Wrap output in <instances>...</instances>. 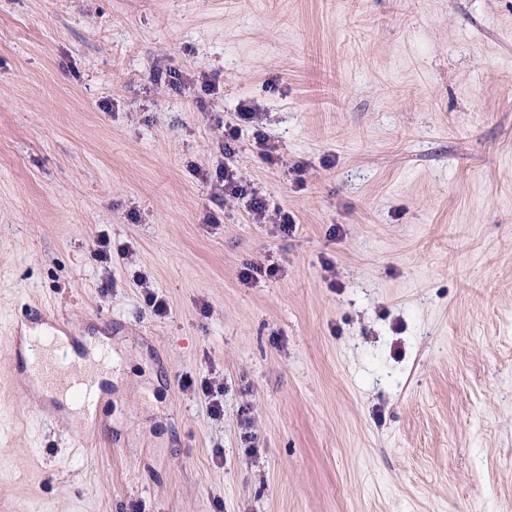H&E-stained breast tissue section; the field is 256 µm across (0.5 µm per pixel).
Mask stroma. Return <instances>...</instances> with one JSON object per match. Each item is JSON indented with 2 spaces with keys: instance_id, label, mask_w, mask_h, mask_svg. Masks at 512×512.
Segmentation results:
<instances>
[{
  "instance_id": "stroma-1",
  "label": "stroma",
  "mask_w": 512,
  "mask_h": 512,
  "mask_svg": "<svg viewBox=\"0 0 512 512\" xmlns=\"http://www.w3.org/2000/svg\"><path fill=\"white\" fill-rule=\"evenodd\" d=\"M0 512H512V0H0ZM219 181H222V189L224 188V196L232 199H244L247 195H251L249 203L247 201L248 213L252 216L257 223H262L266 219L267 205L265 201L257 196L255 190L247 193L248 186L242 184V180L237 177V174L226 164L219 168L217 171ZM54 339L50 336L48 344L47 341H35L30 345V373L51 392L70 390L72 395L81 396L83 388L80 385H85L88 391L103 367L61 354Z\"/></svg>"
}]
</instances>
